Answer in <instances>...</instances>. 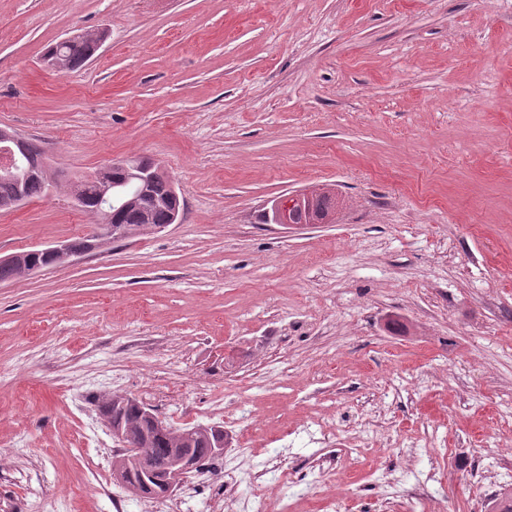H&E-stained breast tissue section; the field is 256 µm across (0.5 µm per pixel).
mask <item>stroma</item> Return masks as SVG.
I'll use <instances>...</instances> for the list:
<instances>
[{"instance_id": "obj_1", "label": "stroma", "mask_w": 512, "mask_h": 512, "mask_svg": "<svg viewBox=\"0 0 512 512\" xmlns=\"http://www.w3.org/2000/svg\"><path fill=\"white\" fill-rule=\"evenodd\" d=\"M109 36L58 74L42 58ZM0 127L157 162L179 223L0 283V512H126L103 398L229 441L250 512H491L512 448V0H0ZM327 188L333 223L269 221ZM65 184L0 254L88 236ZM333 458V474L313 461ZM97 34L84 33L83 35H77L71 39L66 37L61 42L68 41L63 48L59 50V57L62 59V69L58 73H63L68 70H72L79 67L89 61L95 54L96 45L94 37Z\"/></svg>"}]
</instances>
